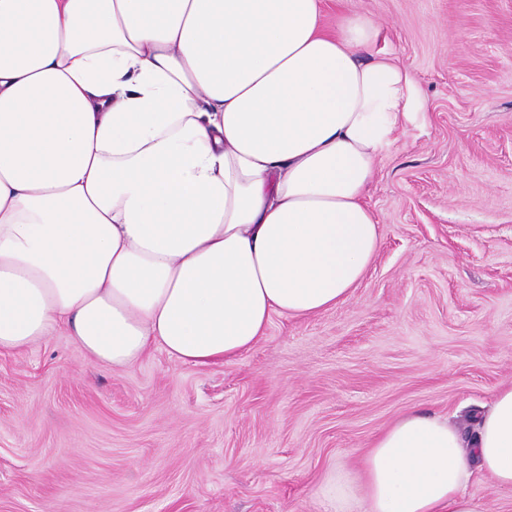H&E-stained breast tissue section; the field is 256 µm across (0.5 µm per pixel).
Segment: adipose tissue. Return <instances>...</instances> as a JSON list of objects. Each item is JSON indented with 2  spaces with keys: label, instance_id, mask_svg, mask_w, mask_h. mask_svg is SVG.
Listing matches in <instances>:
<instances>
[{
  "label": "adipose tissue",
  "instance_id": "adipose-tissue-1",
  "mask_svg": "<svg viewBox=\"0 0 512 512\" xmlns=\"http://www.w3.org/2000/svg\"><path fill=\"white\" fill-rule=\"evenodd\" d=\"M322 0H0V353L57 333L123 371L198 367L273 314L345 302L381 243L379 157L422 114ZM512 489V386L470 429L410 413L330 470L324 512H489ZM467 492L485 499L490 512H512V490L497 488L489 479L469 484Z\"/></svg>",
  "mask_w": 512,
  "mask_h": 512
}]
</instances>
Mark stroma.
Returning a JSON list of instances; mask_svg holds the SVG:
<instances>
[{"mask_svg":"<svg viewBox=\"0 0 512 512\" xmlns=\"http://www.w3.org/2000/svg\"><path fill=\"white\" fill-rule=\"evenodd\" d=\"M426 104L380 158L382 241L335 308L232 362L128 370L58 334L0 353V512H322L399 417L512 384V0H351Z\"/></svg>","mask_w":512,"mask_h":512,"instance_id":"1","label":"stroma"}]
</instances>
